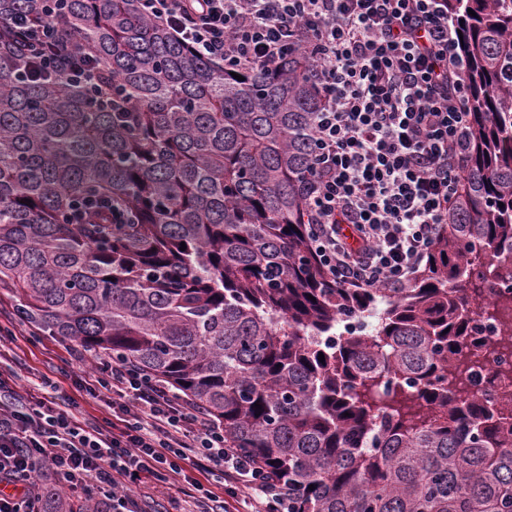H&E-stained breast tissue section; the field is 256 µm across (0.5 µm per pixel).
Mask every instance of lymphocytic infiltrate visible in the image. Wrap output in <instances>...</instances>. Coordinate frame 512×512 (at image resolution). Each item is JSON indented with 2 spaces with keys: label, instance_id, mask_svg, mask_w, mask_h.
Here are the masks:
<instances>
[{
  "label": "lymphocytic infiltrate",
  "instance_id": "1",
  "mask_svg": "<svg viewBox=\"0 0 512 512\" xmlns=\"http://www.w3.org/2000/svg\"><path fill=\"white\" fill-rule=\"evenodd\" d=\"M193 53L236 71H273L288 40L316 62L324 103L315 164L304 186L307 237L321 266L346 287H407L448 222L462 172L467 119L447 0H138ZM27 54L32 75L66 70L90 81L83 53L57 55L53 32L29 15L0 26ZM26 394L0 377V512H41L45 483L105 493L107 512H137L134 485L188 483L172 512H288L269 468L231 448L224 427L167 383L101 358L75 374L112 410L81 420L77 401ZM217 480L219 490L208 486Z\"/></svg>",
  "mask_w": 512,
  "mask_h": 512
}]
</instances>
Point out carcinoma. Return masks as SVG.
I'll return each instance as SVG.
<instances>
[{"mask_svg":"<svg viewBox=\"0 0 512 512\" xmlns=\"http://www.w3.org/2000/svg\"><path fill=\"white\" fill-rule=\"evenodd\" d=\"M447 2L468 152L446 230L394 294L335 284L310 249L321 93L303 50L239 81L138 0L47 17L59 49L90 58L91 87L30 80L0 44V289L42 332L206 410L288 483V512H512V399L455 397L481 368L475 307L512 309V283L477 272L512 263V0ZM42 9L0 0V22ZM353 316L370 328L336 335ZM41 494L45 512L102 510Z\"/></svg>","mask_w":512,"mask_h":512,"instance_id":"obj_1","label":"carcinoma"}]
</instances>
